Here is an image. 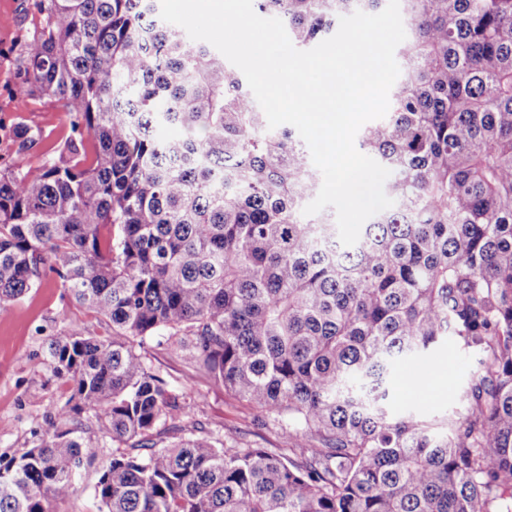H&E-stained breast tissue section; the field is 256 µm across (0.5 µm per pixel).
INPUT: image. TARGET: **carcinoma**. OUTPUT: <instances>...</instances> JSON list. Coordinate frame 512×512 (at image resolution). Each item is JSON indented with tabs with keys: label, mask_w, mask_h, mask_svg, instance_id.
I'll list each match as a JSON object with an SVG mask.
<instances>
[{
	"label": "carcinoma",
	"mask_w": 512,
	"mask_h": 512,
	"mask_svg": "<svg viewBox=\"0 0 512 512\" xmlns=\"http://www.w3.org/2000/svg\"><path fill=\"white\" fill-rule=\"evenodd\" d=\"M382 2L255 7L307 50ZM39 10L21 87L63 102L74 137L34 172L0 169V305L52 273L112 335L49 341L72 393L0 456V512H52L107 438L105 512H512V0H401L392 109L360 136L394 205L349 247L332 212L302 213L319 184L303 143L160 0ZM450 334L485 355L466 414L393 415V373ZM134 338L191 345L292 456L160 445L192 397Z\"/></svg>",
	"instance_id": "cac0c4a2"
}]
</instances>
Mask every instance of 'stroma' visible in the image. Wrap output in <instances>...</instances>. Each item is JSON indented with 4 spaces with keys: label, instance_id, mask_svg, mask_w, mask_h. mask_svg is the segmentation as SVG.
Instances as JSON below:
<instances>
[{
    "label": "stroma",
    "instance_id": "35a3bbf8",
    "mask_svg": "<svg viewBox=\"0 0 512 512\" xmlns=\"http://www.w3.org/2000/svg\"><path fill=\"white\" fill-rule=\"evenodd\" d=\"M36 0H0V169L26 162L36 169L57 154L72 134L62 102L29 95L16 96L18 57L36 30L40 16ZM38 131L34 143L21 145L17 126ZM59 333L106 337L111 323L92 311L67 303L54 275L22 299L0 309V454L13 455L31 447L34 432L42 428L50 404H61L71 394L67 383L56 378L44 362L48 341ZM148 363L175 387H190L193 401L179 422L178 435L195 428L246 448H267L287 455L289 444L276 427L258 428L245 402L225 391L221 382L199 366L191 348L172 355L148 344ZM483 352L455 343L438 350L432 361L418 368L404 367L392 377L393 414L407 411L430 418L457 417L467 408L466 392L480 374ZM112 455L104 446L96 460L84 464L76 479L77 490L54 502V512H99L94 494L103 465Z\"/></svg>",
    "mask_w": 512,
    "mask_h": 512
}]
</instances>
